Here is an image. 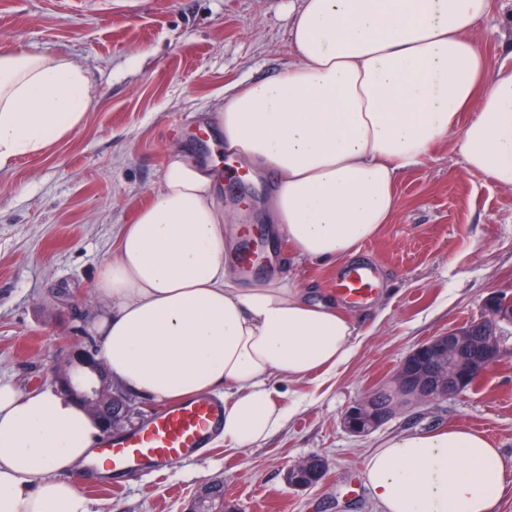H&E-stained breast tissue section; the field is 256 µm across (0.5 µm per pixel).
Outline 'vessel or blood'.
<instances>
[{
  "instance_id": "vessel-or-blood-1",
  "label": "vessel or blood",
  "mask_w": 512,
  "mask_h": 512,
  "mask_svg": "<svg viewBox=\"0 0 512 512\" xmlns=\"http://www.w3.org/2000/svg\"><path fill=\"white\" fill-rule=\"evenodd\" d=\"M379 277L377 263L356 261L338 276L336 291L344 301L360 305L372 297ZM223 422V402L186 398L130 432L101 439V451L91 465L116 476L144 467L167 468L204 447Z\"/></svg>"
}]
</instances>
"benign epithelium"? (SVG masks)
<instances>
[{
	"label": "benign epithelium",
	"mask_w": 512,
	"mask_h": 512,
	"mask_svg": "<svg viewBox=\"0 0 512 512\" xmlns=\"http://www.w3.org/2000/svg\"><path fill=\"white\" fill-rule=\"evenodd\" d=\"M511 355L512 295L495 290L484 301L483 316L477 323L434 336L404 358L392 379L389 403L381 402L374 395L355 401L342 413L341 425L354 436L368 435L392 417L401 405L424 403L471 390L478 377ZM96 356L97 351L90 346L70 351L62 365L52 367V380L62 391L71 392V367L93 371ZM81 396L102 429L117 427L115 418L101 415L108 400L104 385L88 386L81 391ZM325 471L323 458H302L288 468L286 481L297 490H305L318 484Z\"/></svg>",
	"instance_id": "benign-epithelium-1"
}]
</instances>
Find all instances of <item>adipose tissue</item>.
I'll use <instances>...</instances> for the list:
<instances>
[{"label":"adipose tissue","mask_w":512,"mask_h":512,"mask_svg":"<svg viewBox=\"0 0 512 512\" xmlns=\"http://www.w3.org/2000/svg\"><path fill=\"white\" fill-rule=\"evenodd\" d=\"M493 0H302L294 61L226 94L213 116L228 154L274 171L270 229L293 259L337 262L379 236L399 175L451 130L468 169L512 186V67L473 32ZM93 98L64 57L0 50V169L82 126ZM470 120H463V113ZM222 167L171 151L162 184L96 274L94 329L112 379L159 402L224 387L226 448L243 450L290 412L271 376H329L356 347L349 316L307 300L294 277L241 287L216 187ZM99 423L55 387L0 379V512H92L76 478ZM381 512H497L501 453L462 425L387 439L367 458Z\"/></svg>","instance_id":"1"}]
</instances>
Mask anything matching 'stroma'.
<instances>
[{"mask_svg":"<svg viewBox=\"0 0 512 512\" xmlns=\"http://www.w3.org/2000/svg\"><path fill=\"white\" fill-rule=\"evenodd\" d=\"M300 0H0V48L62 56L88 73L94 104L83 125L51 152L0 170V377L21 391L50 384L51 367L77 338L93 335L104 305L98 266L121 227L159 190L166 154L190 144L213 158L203 134L235 86L270 79L293 61L290 16ZM495 64L512 65V0H495L474 34ZM451 131L419 167L397 181L398 207L358 257L381 268L362 306L344 304L357 334L350 362L326 379L280 385L299 401L285 425L244 450L207 448L149 474L80 473L93 512H188L195 491L224 484L235 512H380L364 481L369 452L406 432L459 424L500 448L512 512V357L460 395L406 406L373 433L340 424L353 401L384 389L406 355L434 336L480 319L490 292L512 293V187L468 170ZM246 192L224 179L231 233L263 224L273 180L256 172ZM240 285L293 272L313 302L336 298L343 263H289L287 243ZM323 457L325 477L288 486L295 461Z\"/></svg>","mask_w":512,"mask_h":512,"instance_id":"35a3bbf8","label":"stroma"}]
</instances>
